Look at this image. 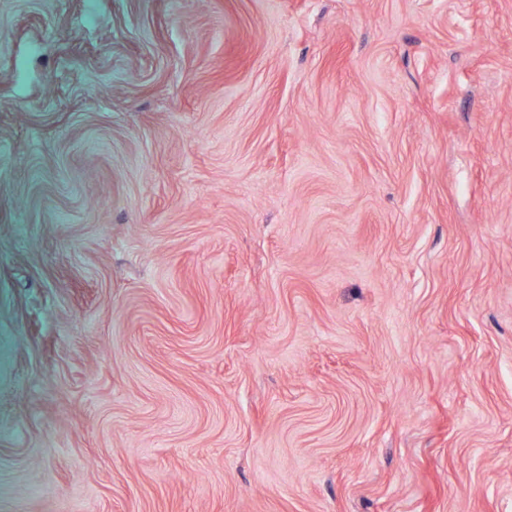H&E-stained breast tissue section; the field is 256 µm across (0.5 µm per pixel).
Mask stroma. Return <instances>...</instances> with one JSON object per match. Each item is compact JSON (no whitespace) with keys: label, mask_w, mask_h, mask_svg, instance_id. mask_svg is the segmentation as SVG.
I'll list each match as a JSON object with an SVG mask.
<instances>
[{"label":"stroma","mask_w":512,"mask_h":512,"mask_svg":"<svg viewBox=\"0 0 512 512\" xmlns=\"http://www.w3.org/2000/svg\"><path fill=\"white\" fill-rule=\"evenodd\" d=\"M512 512V0H0V512Z\"/></svg>","instance_id":"stroma-1"}]
</instances>
